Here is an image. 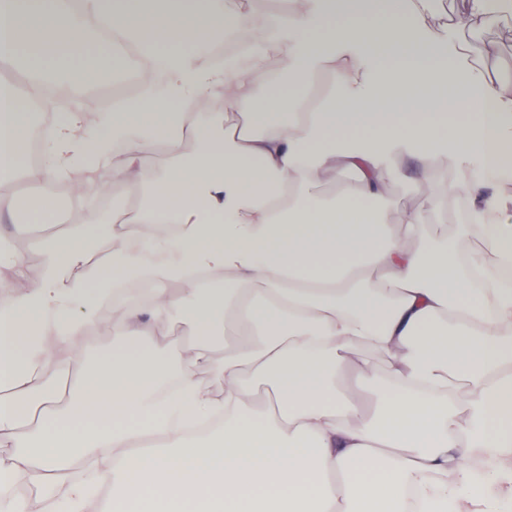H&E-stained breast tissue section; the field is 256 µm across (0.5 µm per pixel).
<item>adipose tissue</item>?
<instances>
[{"label": "adipose tissue", "mask_w": 512, "mask_h": 512, "mask_svg": "<svg viewBox=\"0 0 512 512\" xmlns=\"http://www.w3.org/2000/svg\"><path fill=\"white\" fill-rule=\"evenodd\" d=\"M281 3L278 32H254L229 66L203 50L223 20L249 24L239 0H0V63L27 75L0 90L1 203L51 64L75 88L128 52L157 71L112 113L40 128L39 176L77 201L125 185L135 208L110 224L88 208L35 239V270L0 240V512H29L9 492L19 478L67 483L60 512H405L408 487L442 512H512V76L416 35L432 0H384L375 22L367 0ZM274 59L283 76L257 99ZM409 156L458 165L457 242L428 232L447 194L387 205ZM343 169L356 190L312 194ZM98 239L107 273L90 264ZM99 318L116 343L93 366L81 340ZM174 318L190 336L160 350ZM226 330L243 337L218 394L196 374ZM357 343L386 359L358 363L380 388L374 415L337 384Z\"/></svg>", "instance_id": "1"}]
</instances>
